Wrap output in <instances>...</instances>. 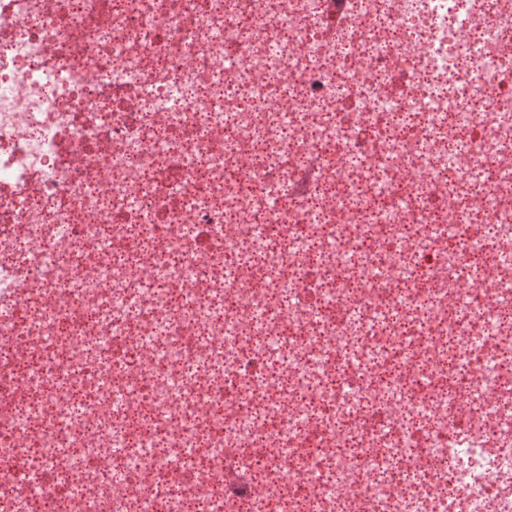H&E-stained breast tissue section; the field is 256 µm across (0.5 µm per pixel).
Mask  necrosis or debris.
<instances>
[{
  "mask_svg": "<svg viewBox=\"0 0 512 512\" xmlns=\"http://www.w3.org/2000/svg\"><path fill=\"white\" fill-rule=\"evenodd\" d=\"M507 250L512 0H0V512H512Z\"/></svg>",
  "mask_w": 512,
  "mask_h": 512,
  "instance_id": "necrosis-or-debris-1",
  "label": "necrosis or debris"
}]
</instances>
